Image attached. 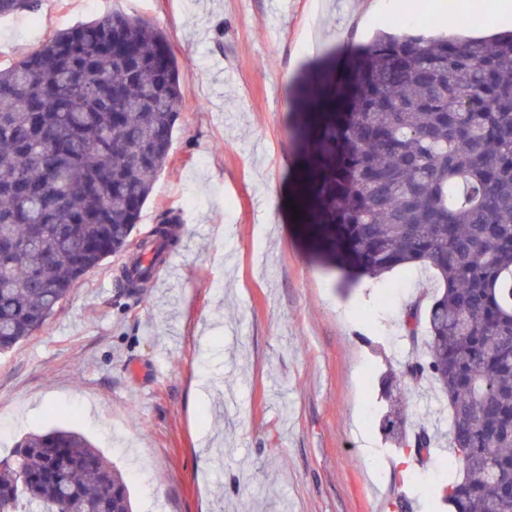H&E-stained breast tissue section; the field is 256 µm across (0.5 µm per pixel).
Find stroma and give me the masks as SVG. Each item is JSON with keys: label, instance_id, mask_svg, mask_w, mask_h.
Returning <instances> with one entry per match:
<instances>
[{"label": "stroma", "instance_id": "35a3bbf8", "mask_svg": "<svg viewBox=\"0 0 512 512\" xmlns=\"http://www.w3.org/2000/svg\"><path fill=\"white\" fill-rule=\"evenodd\" d=\"M38 0L0 17L12 62L56 32L120 9L168 36L187 93L170 156L131 238L179 218L174 277L137 294L127 255L89 272L42 330L0 354V458L31 433H85L123 475L134 512H448L428 497L446 453L421 460L380 428L384 378L413 347L403 315L430 301L412 266L342 288L289 200L301 157L289 85L322 50L380 33L481 38L471 0H430L395 28L399 0ZM410 419L447 422L429 383Z\"/></svg>", "mask_w": 512, "mask_h": 512}]
</instances>
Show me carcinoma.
I'll return each instance as SVG.
<instances>
[{"label": "carcinoma", "instance_id": "1", "mask_svg": "<svg viewBox=\"0 0 512 512\" xmlns=\"http://www.w3.org/2000/svg\"><path fill=\"white\" fill-rule=\"evenodd\" d=\"M36 0H0V16ZM186 90L162 30L120 10L57 32L0 69V353L40 331L77 282L129 246ZM298 223L344 284L423 265L409 306L423 354L402 378L447 402L444 435L389 414L423 457L450 448L452 512H512V32L491 42L382 34L305 69L292 93ZM127 287L150 275L122 269ZM133 512L121 473L76 429L0 461V512Z\"/></svg>", "mask_w": 512, "mask_h": 512}]
</instances>
